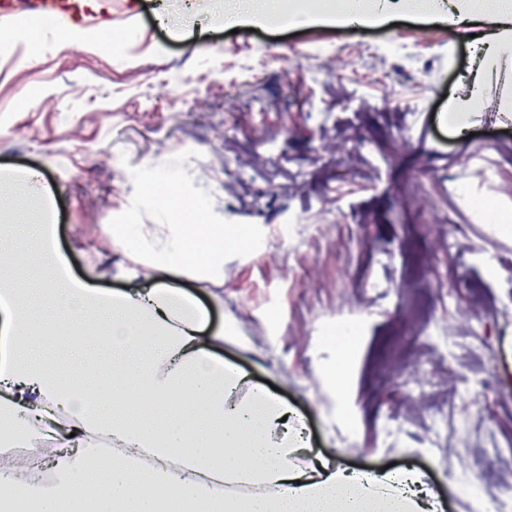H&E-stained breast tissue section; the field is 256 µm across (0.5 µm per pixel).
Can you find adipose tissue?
<instances>
[{
	"mask_svg": "<svg viewBox=\"0 0 512 512\" xmlns=\"http://www.w3.org/2000/svg\"><path fill=\"white\" fill-rule=\"evenodd\" d=\"M245 16L289 11L305 22L386 23L393 0H241ZM434 23L471 37L481 59L512 73V0H445ZM168 239L122 226L112 245L150 272L222 275L224 255L249 248L244 224H211L181 200ZM47 225L31 246L49 276L37 293L0 264V512H436L415 471L358 474L302 461L303 425L288 404L214 354L206 313L171 287L108 294L64 279ZM72 415L80 443L53 448L45 430ZM40 448L48 477L22 478L3 454ZM153 460L144 467L143 456ZM249 486L245 495L223 482Z\"/></svg>",
	"mask_w": 512,
	"mask_h": 512,
	"instance_id": "obj_1",
	"label": "adipose tissue"
}]
</instances>
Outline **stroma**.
I'll list each match as a JSON object with an SVG mask.
<instances>
[{"label":"stroma","mask_w":512,"mask_h":512,"mask_svg":"<svg viewBox=\"0 0 512 512\" xmlns=\"http://www.w3.org/2000/svg\"><path fill=\"white\" fill-rule=\"evenodd\" d=\"M238 8L114 0L111 30L70 41L0 17V191L52 226L76 277L112 291L153 284L110 230L166 223L150 183L209 223L250 225L252 250L226 255L222 278L157 281L208 309L249 383L278 387L308 458L416 469L438 512H512L497 494L512 455L485 462L512 440V233L499 226L512 78H486L484 112L449 111L481 62L413 0L387 26L247 22ZM24 170L36 181L16 180ZM481 197L497 208L477 212ZM347 319L359 339L339 394L324 374ZM410 378L427 388L408 396Z\"/></svg>","instance_id":"35a3bbf8"}]
</instances>
